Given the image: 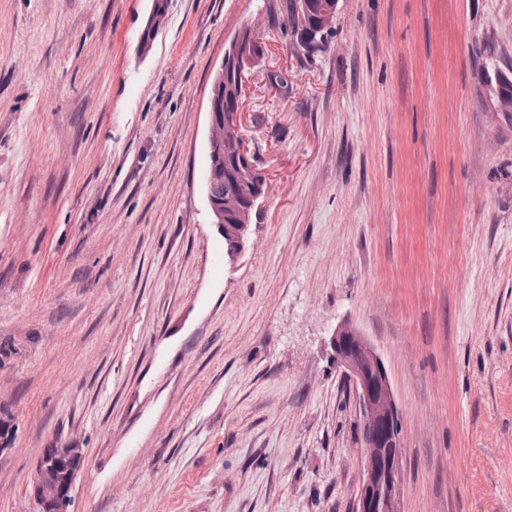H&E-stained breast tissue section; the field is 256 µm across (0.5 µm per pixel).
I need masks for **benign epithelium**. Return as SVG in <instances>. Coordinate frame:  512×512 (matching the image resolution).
Wrapping results in <instances>:
<instances>
[{
    "mask_svg": "<svg viewBox=\"0 0 512 512\" xmlns=\"http://www.w3.org/2000/svg\"><path fill=\"white\" fill-rule=\"evenodd\" d=\"M338 5L339 0H296L292 20L301 39L308 43L333 27ZM165 10L164 0H155L143 48H149L163 27ZM262 56L253 28H240L224 52L209 102L208 202L232 265L245 251L253 213L270 193V183L256 167L241 123L240 83ZM224 178L230 179V190L222 196L214 194L212 184ZM332 344L336 361L353 384L362 422L364 479L355 512H400L401 430L386 366L371 344L346 324L336 328ZM84 460V449L74 442L43 451L32 483V512H71L72 491Z\"/></svg>",
    "mask_w": 512,
    "mask_h": 512,
    "instance_id": "1",
    "label": "benign epithelium"
}]
</instances>
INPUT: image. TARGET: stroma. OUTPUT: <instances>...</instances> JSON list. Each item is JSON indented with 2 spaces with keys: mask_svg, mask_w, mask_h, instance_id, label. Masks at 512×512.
Returning a JSON list of instances; mask_svg holds the SVG:
<instances>
[{
  "mask_svg": "<svg viewBox=\"0 0 512 512\" xmlns=\"http://www.w3.org/2000/svg\"><path fill=\"white\" fill-rule=\"evenodd\" d=\"M0 0V512L43 449L71 512H354L361 427L332 336L382 358L401 512H512V0ZM271 192L237 265L207 200L235 32ZM291 19L301 39L308 43L332 28L338 13L339 0H295Z\"/></svg>",
  "mask_w": 512,
  "mask_h": 512,
  "instance_id": "1",
  "label": "stroma"
}]
</instances>
